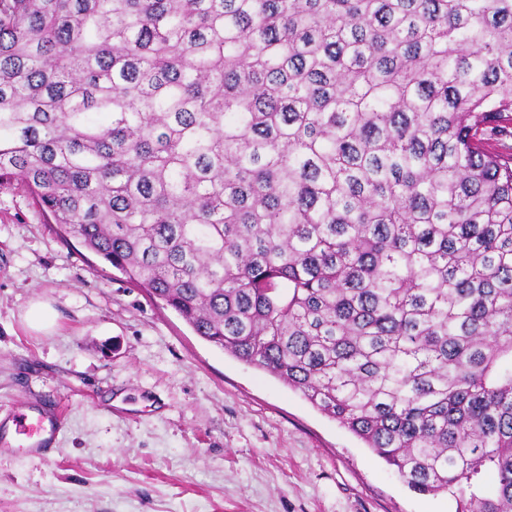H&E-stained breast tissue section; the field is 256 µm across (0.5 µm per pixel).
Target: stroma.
I'll list each match as a JSON object with an SVG mask.
<instances>
[{
  "label": "stroma",
  "instance_id": "35a3bbf8",
  "mask_svg": "<svg viewBox=\"0 0 512 512\" xmlns=\"http://www.w3.org/2000/svg\"><path fill=\"white\" fill-rule=\"evenodd\" d=\"M48 302L50 331L28 327ZM60 402L44 455L0 451V512H456L0 185V408Z\"/></svg>",
  "mask_w": 512,
  "mask_h": 512
}]
</instances>
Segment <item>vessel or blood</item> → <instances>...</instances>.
I'll list each match as a JSON object with an SVG mask.
<instances>
[{"label": "vessel or blood", "mask_w": 512, "mask_h": 512, "mask_svg": "<svg viewBox=\"0 0 512 512\" xmlns=\"http://www.w3.org/2000/svg\"><path fill=\"white\" fill-rule=\"evenodd\" d=\"M63 425L58 411L40 406L16 407L0 413V446L33 454L53 445Z\"/></svg>", "instance_id": "b4317fda"}]
</instances>
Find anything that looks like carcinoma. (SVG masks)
<instances>
[{"mask_svg": "<svg viewBox=\"0 0 512 512\" xmlns=\"http://www.w3.org/2000/svg\"><path fill=\"white\" fill-rule=\"evenodd\" d=\"M508 121L512 0H0V185L458 512H512ZM503 125L508 128L506 127L501 135H482L480 137L483 139L482 145L486 152L509 158L512 157V126L505 123Z\"/></svg>", "mask_w": 512, "mask_h": 512, "instance_id": "obj_1", "label": "carcinoma"}]
</instances>
